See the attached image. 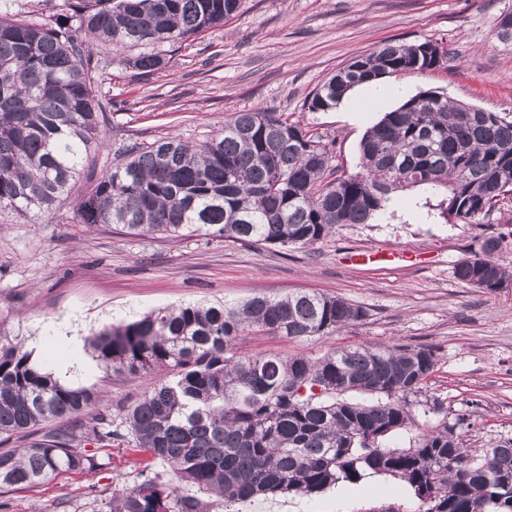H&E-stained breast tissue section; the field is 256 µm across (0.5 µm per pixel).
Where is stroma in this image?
<instances>
[{"mask_svg": "<svg viewBox=\"0 0 512 512\" xmlns=\"http://www.w3.org/2000/svg\"><path fill=\"white\" fill-rule=\"evenodd\" d=\"M512 0H241L222 26L175 45L168 65L141 75L126 66L129 49L96 48L95 87L105 112L103 146L89 155L69 197L35 224L0 214V334L25 342L71 322L81 335L120 320L188 303L241 302L298 291L337 296L364 317L341 333L308 340L249 334L241 353L320 355L361 342L428 346L436 370L412 405L417 427L398 431L406 447L419 426L457 423L467 445L512 438V287L495 294L454 274L485 237L512 231V195L490 217L465 224L440 217L438 200L417 189L394 196L387 218L344 224L314 246L283 247L192 235L129 237L106 226L68 223L78 199L114 161L157 139L191 145L210 139L236 113L280 112L328 143L335 173L359 171L360 142L394 101L311 112L306 101L354 57L385 42L442 41L448 59L431 71L404 74L415 91L436 90L455 102L512 112V44L495 25ZM355 251L383 260L351 262ZM412 262L399 261L402 252ZM39 363L72 365L71 380L102 390L101 408L133 401L143 379L106 373L85 345L42 348ZM438 400L439 409L429 407ZM101 469L60 472L7 493L9 512H109L112 491L137 482L133 452L115 440L91 445ZM360 495L278 494L239 512H419L406 483L390 475L359 480Z\"/></svg>", "mask_w": 512, "mask_h": 512, "instance_id": "1", "label": "stroma"}]
</instances>
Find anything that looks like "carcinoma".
Segmentation results:
<instances>
[{
  "label": "carcinoma",
  "instance_id": "obj_1",
  "mask_svg": "<svg viewBox=\"0 0 512 512\" xmlns=\"http://www.w3.org/2000/svg\"><path fill=\"white\" fill-rule=\"evenodd\" d=\"M240 0H62L43 20L0 6V212L34 224L69 195L88 152L103 145L99 63L88 40L139 47L126 64L164 68L162 46L221 26ZM434 40L388 41L340 68L306 102L327 111L353 87L443 63ZM361 169L328 178L330 150L275 112H239L201 145L158 139L94 181L69 222L120 227L129 236L195 233L311 247L338 224H369L390 195L444 191L445 219L474 223L512 194V116L423 91L373 125ZM502 236L460 261L456 277L487 294L512 284ZM335 296L296 292L238 303H193L92 332L86 347L117 375L148 377L142 394L112 413L91 387L64 384L22 340L0 336V489L30 487L62 471L104 466L82 448L117 439L167 465L178 485L144 475L112 491L109 512H210L195 487L236 507L277 492L312 495L364 473L397 476L421 512H512V438L472 448L443 420L415 444L392 434L417 426L408 398L437 365L427 346L343 345L320 357L241 354L236 339L332 335L362 319Z\"/></svg>",
  "mask_w": 512,
  "mask_h": 512
}]
</instances>
